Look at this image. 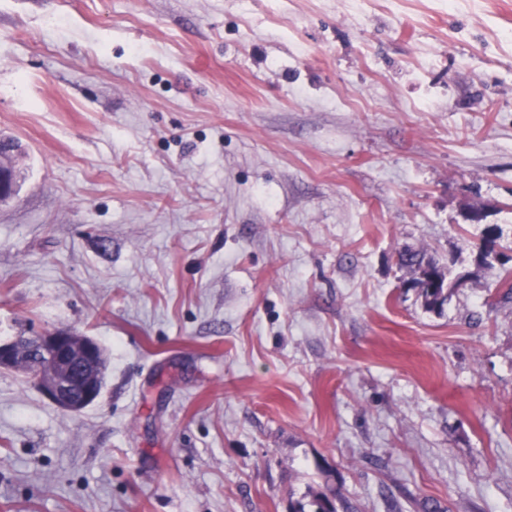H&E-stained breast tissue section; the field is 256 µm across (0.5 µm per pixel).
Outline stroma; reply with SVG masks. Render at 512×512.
<instances>
[{"instance_id":"obj_1","label":"stroma","mask_w":512,"mask_h":512,"mask_svg":"<svg viewBox=\"0 0 512 512\" xmlns=\"http://www.w3.org/2000/svg\"><path fill=\"white\" fill-rule=\"evenodd\" d=\"M0 512H512V0H0ZM469 280L428 312L397 253ZM10 149L9 144L0 142V200L12 196L16 187L14 170L4 163V155ZM487 214V208L479 215H475L468 210L467 219L470 224H485L483 221ZM484 231L482 241L478 248V256L485 262L497 261L500 258L498 249L499 232L497 226L496 224H485ZM106 364L94 338L67 328L0 341V370L25 371L54 405L69 412L98 401ZM311 495V501L308 504L304 503L302 500H297L292 504L289 512H306V506L310 505L315 509L313 512H339L338 507L336 505L335 494L332 490H328L327 492L318 491V492H309ZM329 510H325V508Z\"/></svg>"}]
</instances>
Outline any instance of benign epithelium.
<instances>
[{"instance_id": "obj_1", "label": "benign epithelium", "mask_w": 512, "mask_h": 512, "mask_svg": "<svg viewBox=\"0 0 512 512\" xmlns=\"http://www.w3.org/2000/svg\"><path fill=\"white\" fill-rule=\"evenodd\" d=\"M10 145L0 142V200L13 195L16 179L5 165ZM499 232L494 224L484 228L478 256L485 262L500 258ZM23 370L57 407L81 412L95 404L106 379V358L92 337L59 328L39 336H16L0 341V370Z\"/></svg>"}]
</instances>
